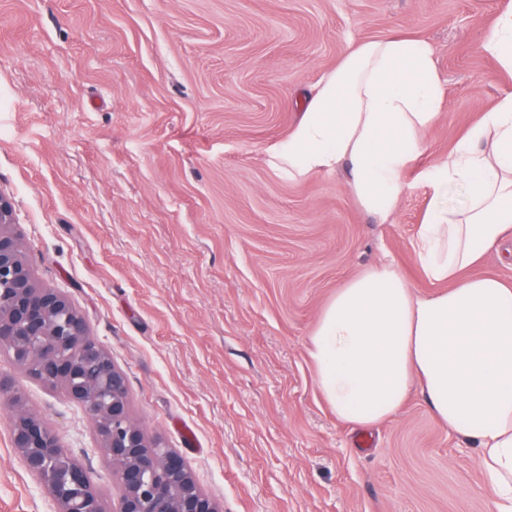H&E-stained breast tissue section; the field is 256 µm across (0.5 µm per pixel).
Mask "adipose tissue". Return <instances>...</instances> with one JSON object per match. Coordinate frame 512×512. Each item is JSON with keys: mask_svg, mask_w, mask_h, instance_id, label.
Wrapping results in <instances>:
<instances>
[{"mask_svg": "<svg viewBox=\"0 0 512 512\" xmlns=\"http://www.w3.org/2000/svg\"><path fill=\"white\" fill-rule=\"evenodd\" d=\"M444 101L428 43H350L268 162L291 179L345 171L355 203L388 223ZM427 178L433 194L412 247L433 293L392 261L364 270L323 308L310 358L337 419L354 427L392 418L419 388L438 422L475 448L488 512H512V285L474 272L512 239V93ZM452 187L464 206L445 203Z\"/></svg>", "mask_w": 512, "mask_h": 512, "instance_id": "obj_1", "label": "adipose tissue"}]
</instances>
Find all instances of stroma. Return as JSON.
Wrapping results in <instances>:
<instances>
[{
  "label": "stroma",
  "instance_id": "35a3bbf8",
  "mask_svg": "<svg viewBox=\"0 0 512 512\" xmlns=\"http://www.w3.org/2000/svg\"><path fill=\"white\" fill-rule=\"evenodd\" d=\"M512 0H0V193L36 281L65 292L125 373L133 420L222 512H487L475 454L419 390L383 423L337 421L309 337L337 288L412 252L424 170L504 94L482 50ZM420 38L445 90L388 224L343 176L267 163L348 39ZM0 377L118 505L91 418ZM0 512H55L0 403Z\"/></svg>",
  "mask_w": 512,
  "mask_h": 512
}]
</instances>
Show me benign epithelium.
<instances>
[{
	"label": "benign epithelium",
	"instance_id": "1",
	"mask_svg": "<svg viewBox=\"0 0 512 512\" xmlns=\"http://www.w3.org/2000/svg\"><path fill=\"white\" fill-rule=\"evenodd\" d=\"M11 201L0 193V350L94 421L97 451L112 462L118 512H221L180 454L148 438L130 414L124 373L89 332L67 295L34 284L15 231ZM0 398L12 409V444L26 470L49 493L56 512H105L99 485L37 414L21 408L10 382Z\"/></svg>",
	"mask_w": 512,
	"mask_h": 512
}]
</instances>
